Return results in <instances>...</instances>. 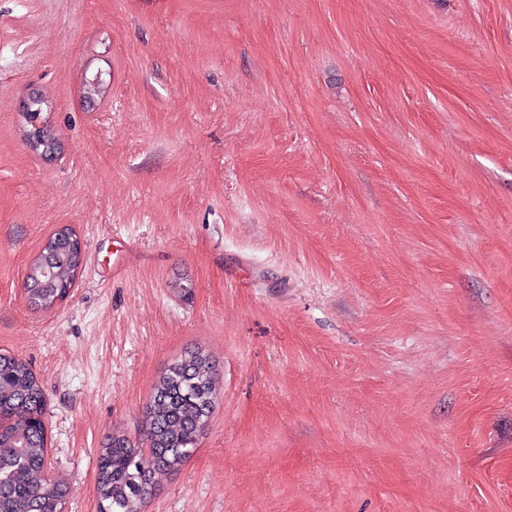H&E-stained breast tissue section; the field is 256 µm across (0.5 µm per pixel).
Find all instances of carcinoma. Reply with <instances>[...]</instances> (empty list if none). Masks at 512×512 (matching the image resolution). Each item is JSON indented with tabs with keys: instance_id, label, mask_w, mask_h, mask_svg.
Wrapping results in <instances>:
<instances>
[{
	"instance_id": "1",
	"label": "carcinoma",
	"mask_w": 512,
	"mask_h": 512,
	"mask_svg": "<svg viewBox=\"0 0 512 512\" xmlns=\"http://www.w3.org/2000/svg\"><path fill=\"white\" fill-rule=\"evenodd\" d=\"M79 248L68 229L54 233L29 267V301L51 309L73 287ZM215 370L199 350L186 352L154 386L146 447L113 436L99 450L97 512H144L155 493L152 472L174 469L190 456L208 424ZM44 392L29 364L0 353V512H64L61 485L45 474Z\"/></svg>"
}]
</instances>
